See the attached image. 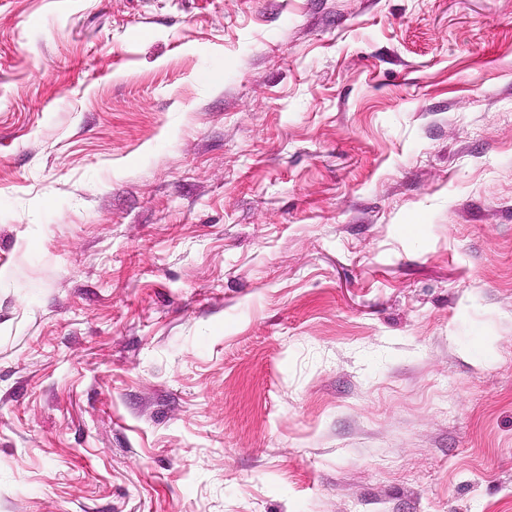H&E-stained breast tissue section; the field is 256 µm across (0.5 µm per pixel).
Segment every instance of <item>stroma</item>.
Instances as JSON below:
<instances>
[{"instance_id": "obj_1", "label": "stroma", "mask_w": 512, "mask_h": 512, "mask_svg": "<svg viewBox=\"0 0 512 512\" xmlns=\"http://www.w3.org/2000/svg\"><path fill=\"white\" fill-rule=\"evenodd\" d=\"M0 512H512V0H0Z\"/></svg>"}]
</instances>
